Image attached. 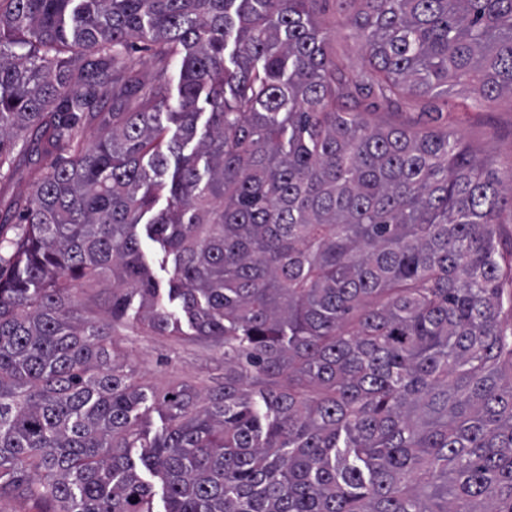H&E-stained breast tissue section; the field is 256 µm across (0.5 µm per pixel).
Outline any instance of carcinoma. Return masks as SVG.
I'll return each instance as SVG.
<instances>
[{
  "label": "carcinoma",
  "mask_w": 512,
  "mask_h": 512,
  "mask_svg": "<svg viewBox=\"0 0 512 512\" xmlns=\"http://www.w3.org/2000/svg\"><path fill=\"white\" fill-rule=\"evenodd\" d=\"M316 2L0 0V169L22 135L70 151L0 223V500L156 512L158 485L164 512H512V188L457 133L349 106L464 75L466 112L512 96V0H348L359 70ZM104 281L98 324L70 295ZM134 294L145 333L224 347L223 386L166 393L145 443L112 339ZM163 251L157 243L149 241L148 247L145 249V261L148 268L158 283L161 292L166 294L164 288H168V281L172 277V266L170 262L163 263Z\"/></svg>",
  "instance_id": "obj_1"
}]
</instances>
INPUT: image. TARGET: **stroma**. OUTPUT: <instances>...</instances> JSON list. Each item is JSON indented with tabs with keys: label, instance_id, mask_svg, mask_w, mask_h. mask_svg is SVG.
I'll return each mask as SVG.
<instances>
[{
	"label": "stroma",
	"instance_id": "35a3bbf8",
	"mask_svg": "<svg viewBox=\"0 0 512 512\" xmlns=\"http://www.w3.org/2000/svg\"><path fill=\"white\" fill-rule=\"evenodd\" d=\"M315 17L345 61L361 67L363 51L353 35L347 11L337 0H318ZM470 90L468 77H461L447 100L418 98L389 102L370 96L362 101L367 118L376 125H400L424 129L447 125L461 134L470 149L493 168L499 177L512 174V97L502 96L481 110L459 111L458 106ZM12 166L0 169V217L12 212L17 199L30 198L35 189L38 170L60 158L61 150L19 147L14 151ZM140 300L131 297L123 321L118 322L116 359L145 396L140 408V429L147 437L162 431L166 420L158 410L159 398L186 384L214 386L224 380V350L200 340H174L168 336H148L131 326L139 310Z\"/></svg>",
	"mask_w": 512,
	"mask_h": 512
}]
</instances>
